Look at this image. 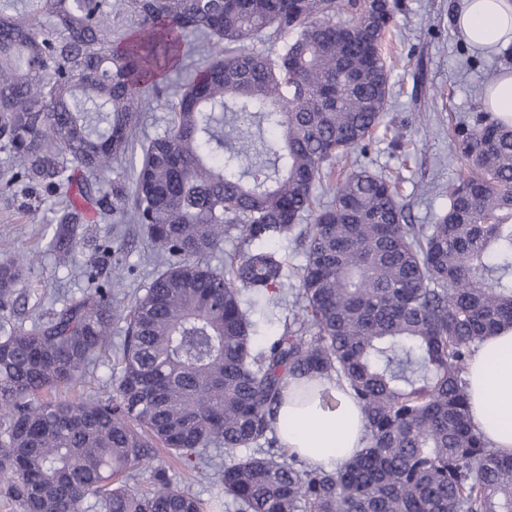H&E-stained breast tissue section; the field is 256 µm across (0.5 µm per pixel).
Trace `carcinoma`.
<instances>
[{
    "mask_svg": "<svg viewBox=\"0 0 512 512\" xmlns=\"http://www.w3.org/2000/svg\"><path fill=\"white\" fill-rule=\"evenodd\" d=\"M0 0V192L65 198L50 251L75 262L90 213L143 227L165 265L127 304L118 280L46 315L21 284L39 255L0 261V491L20 512H205L187 482L218 478L236 512H512V455L470 422L463 374L485 336L512 328V119L461 123L469 167L434 224H410L396 181L336 169L388 109L390 0ZM134 18L120 37L116 20ZM209 59L138 139L158 76L191 38ZM279 43L262 51L254 43ZM139 151L132 187L96 175ZM333 196L320 203L316 188ZM301 242L297 282L273 244ZM237 241L224 268L209 258ZM254 340L242 291L276 306ZM125 324L97 397L65 399ZM288 377L348 384L366 445L332 468L281 448ZM162 448L185 467L126 478Z\"/></svg>",
    "mask_w": 512,
    "mask_h": 512,
    "instance_id": "carcinoma-1",
    "label": "carcinoma"
}]
</instances>
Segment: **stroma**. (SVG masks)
I'll return each instance as SVG.
<instances>
[{
    "label": "stroma",
    "mask_w": 512,
    "mask_h": 512,
    "mask_svg": "<svg viewBox=\"0 0 512 512\" xmlns=\"http://www.w3.org/2000/svg\"><path fill=\"white\" fill-rule=\"evenodd\" d=\"M396 2L384 127L377 130L368 154H351L348 161L374 172L399 173V192L412 223L432 224L448 203L449 183L465 168L464 158L449 152L448 135L456 122L483 111L484 90L491 77L512 69V51L484 52L466 43L454 24L459 0ZM25 202L36 208L37 223L22 222L19 207ZM56 208V197L40 189L9 199L0 195V259L29 248L43 251L31 280L46 290V307H60L63 300L89 291L83 265L92 260L104 275L120 277L125 293H142L159 266L137 225H123L120 242L108 253L93 250L105 222L80 225V264L65 268L47 252Z\"/></svg>",
    "instance_id": "stroma-1"
}]
</instances>
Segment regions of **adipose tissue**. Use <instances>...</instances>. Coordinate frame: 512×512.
Returning a JSON list of instances; mask_svg holds the SVG:
<instances>
[{"mask_svg":"<svg viewBox=\"0 0 512 512\" xmlns=\"http://www.w3.org/2000/svg\"><path fill=\"white\" fill-rule=\"evenodd\" d=\"M455 24L479 48L512 45V0H461ZM469 413L490 448L512 454V328L486 336L475 348L463 376ZM279 420L283 448L308 464L331 466L366 444L361 410L337 384L320 378H288Z\"/></svg>","mask_w":512,"mask_h":512,"instance_id":"1","label":"adipose tissue"}]
</instances>
